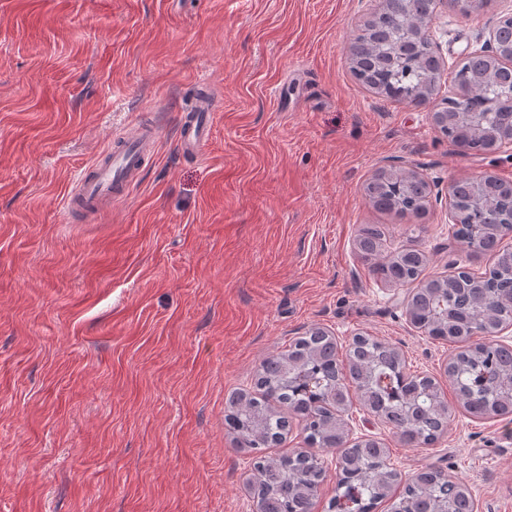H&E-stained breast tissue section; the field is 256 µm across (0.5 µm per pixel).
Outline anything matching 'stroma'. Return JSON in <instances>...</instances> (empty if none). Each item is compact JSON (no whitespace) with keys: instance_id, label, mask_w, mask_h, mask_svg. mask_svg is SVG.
<instances>
[{"instance_id":"stroma-1","label":"stroma","mask_w":512,"mask_h":512,"mask_svg":"<svg viewBox=\"0 0 512 512\" xmlns=\"http://www.w3.org/2000/svg\"><path fill=\"white\" fill-rule=\"evenodd\" d=\"M380 0H0V512H257L250 456L225 421L263 360L323 327L364 332L448 387L454 347L405 314L412 286L357 250L415 247L425 278L467 259L449 232L455 181H512V143L467 154L433 106L362 87L347 56ZM512 0L439 9L449 66ZM198 153L177 143L200 91ZM157 145L127 197L68 210L79 174L127 130ZM393 167L433 188L425 216L375 210L364 187ZM351 438L403 474L441 468L476 512H512V416L456 410L437 442L404 444L357 410Z\"/></svg>"}]
</instances>
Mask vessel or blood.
<instances>
[{"mask_svg": "<svg viewBox=\"0 0 512 512\" xmlns=\"http://www.w3.org/2000/svg\"><path fill=\"white\" fill-rule=\"evenodd\" d=\"M212 119L210 101L198 99L194 109L180 121L178 144L181 150L199 152L209 137ZM155 142L156 132L152 128L138 127L127 132L108 161L99 160L84 169L67 201L68 207L92 213L103 203L123 198L132 176L140 170Z\"/></svg>", "mask_w": 512, "mask_h": 512, "instance_id": "b4317fda", "label": "vessel or blood"}]
</instances>
